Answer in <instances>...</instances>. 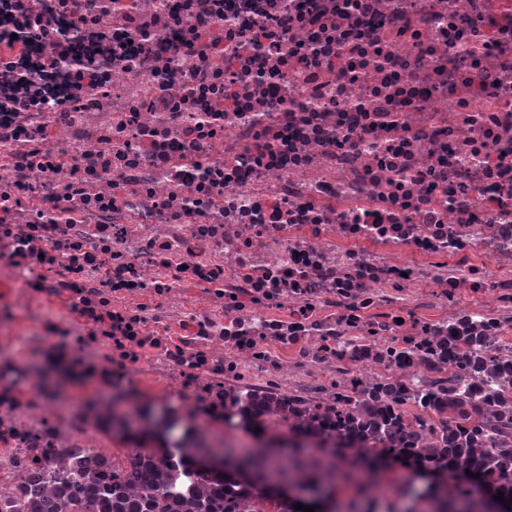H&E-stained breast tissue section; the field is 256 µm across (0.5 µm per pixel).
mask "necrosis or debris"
<instances>
[{
	"mask_svg": "<svg viewBox=\"0 0 512 512\" xmlns=\"http://www.w3.org/2000/svg\"><path fill=\"white\" fill-rule=\"evenodd\" d=\"M78 2L73 26L57 0H0V299L32 313L0 318V512L54 454L108 463L116 441L133 460L158 430L26 395L16 335L130 406L341 464L366 430L333 426L335 389L269 416L226 405L225 382L329 366L399 400L458 337L512 334V0ZM421 280L435 296L413 308L381 294ZM437 298L454 314L420 319ZM288 348L309 357L288 367ZM404 425V461L442 428L433 410Z\"/></svg>",
	"mask_w": 512,
	"mask_h": 512,
	"instance_id": "necrosis-or-debris-1",
	"label": "necrosis or debris"
}]
</instances>
